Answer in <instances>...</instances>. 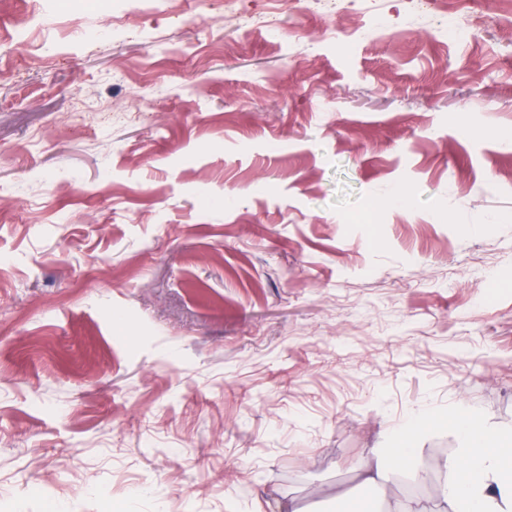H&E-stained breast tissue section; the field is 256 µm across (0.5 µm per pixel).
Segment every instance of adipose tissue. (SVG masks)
<instances>
[{
  "mask_svg": "<svg viewBox=\"0 0 512 512\" xmlns=\"http://www.w3.org/2000/svg\"><path fill=\"white\" fill-rule=\"evenodd\" d=\"M432 420L431 412L422 410L390 429L399 443L394 455L410 479H418L425 469L414 436ZM440 421L459 441L455 453L438 465L445 506L450 512H512V431H489L462 405Z\"/></svg>",
  "mask_w": 512,
  "mask_h": 512,
  "instance_id": "adipose-tissue-1",
  "label": "adipose tissue"
}]
</instances>
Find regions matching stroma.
I'll return each mask as SVG.
<instances>
[{"mask_svg": "<svg viewBox=\"0 0 512 512\" xmlns=\"http://www.w3.org/2000/svg\"><path fill=\"white\" fill-rule=\"evenodd\" d=\"M508 4L0 0V512H339L411 412L511 428Z\"/></svg>", "mask_w": 512, "mask_h": 512, "instance_id": "stroma-1", "label": "stroma"}]
</instances>
